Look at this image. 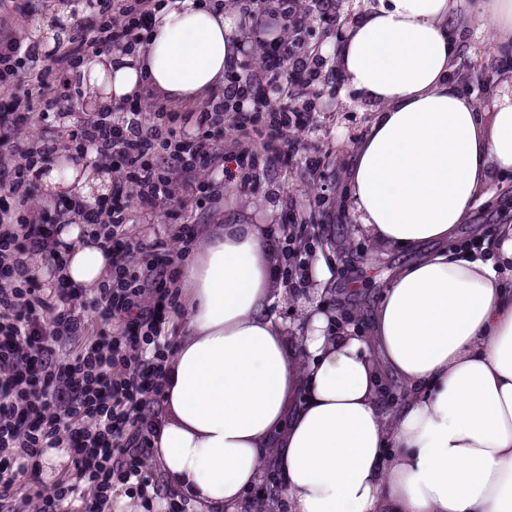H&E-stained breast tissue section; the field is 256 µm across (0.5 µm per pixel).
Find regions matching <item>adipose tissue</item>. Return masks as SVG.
I'll return each mask as SVG.
<instances>
[{
  "instance_id": "obj_1",
  "label": "adipose tissue",
  "mask_w": 512,
  "mask_h": 512,
  "mask_svg": "<svg viewBox=\"0 0 512 512\" xmlns=\"http://www.w3.org/2000/svg\"><path fill=\"white\" fill-rule=\"evenodd\" d=\"M454 0H368L333 51L379 112L344 172L341 204L372 250L411 252L365 330L311 312L285 336L286 288L251 224L210 231L184 270V334L153 421L165 484L209 512H236L265 468L292 512H512V224L496 249L446 244L494 178L512 176V97L483 123L453 82ZM486 50L512 43V0H473ZM239 16L176 0L149 45L90 69L113 100L152 85L194 99L224 83ZM66 277L93 286L109 259L78 244ZM401 386L389 398L385 380Z\"/></svg>"
}]
</instances>
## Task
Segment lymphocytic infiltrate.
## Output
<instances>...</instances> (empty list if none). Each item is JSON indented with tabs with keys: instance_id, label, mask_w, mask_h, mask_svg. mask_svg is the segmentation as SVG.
Segmentation results:
<instances>
[{
	"instance_id": "f902f5d3",
	"label": "lymphocytic infiltrate",
	"mask_w": 512,
	"mask_h": 512,
	"mask_svg": "<svg viewBox=\"0 0 512 512\" xmlns=\"http://www.w3.org/2000/svg\"><path fill=\"white\" fill-rule=\"evenodd\" d=\"M229 1L259 36V62L226 67L222 89L163 102L145 85L110 110L65 112L83 67L109 49L134 54L173 0H0V512H19L18 483L40 484L50 448L66 449L69 463L52 492L28 498L32 512H70L76 501L80 512H105L120 492L161 497L145 469L155 440L148 412L163 395L182 293L167 245L137 242L132 227L166 215L188 253L208 232L200 215L223 211L225 182L249 195L266 164L300 157L322 167L302 135L317 123L324 61L312 27H335L336 0ZM62 4L74 21L53 55L18 38L32 12ZM230 128L262 142L225 152ZM61 151L107 172L109 192L93 202L45 194L36 174ZM71 224L111 256L89 288L61 276Z\"/></svg>"
}]
</instances>
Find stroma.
I'll use <instances>...</instances> for the list:
<instances>
[{"mask_svg": "<svg viewBox=\"0 0 512 512\" xmlns=\"http://www.w3.org/2000/svg\"><path fill=\"white\" fill-rule=\"evenodd\" d=\"M470 0H457L452 14L453 24L463 34L454 66L497 64L502 54L512 55V45L504 52H488L478 34L479 23L469 12ZM322 102L325 106L318 123L305 135L309 145L322 149L325 162L322 174L309 171L304 162L290 168H269L265 181L248 197L239 196L234 184L224 186V221L231 224L262 225L269 241L281 259L279 268H286L282 256L286 252L285 232L280 222L282 210L293 209L299 218L324 226L323 233L313 241L305 254L308 266L324 263L335 283L334 292L304 297L287 296L277 301L271 313L285 327H292L306 315L307 308L321 306L330 310L340 309L350 326L363 325L364 315L370 314L378 295L386 283L385 271L413 262L412 254L391 252L374 254L364 237L350 241L340 239L338 230L353 223L351 212H339L336 203L341 190V180L346 160L353 144L362 137L368 123L375 115V107L366 104L347 83H327ZM512 224V177L493 181L478 199L466 223L461 225L454 240L462 245L471 239L472 227L482 224L494 227Z\"/></svg>", "mask_w": 512, "mask_h": 512, "instance_id": "stroma-1", "label": "stroma"}]
</instances>
